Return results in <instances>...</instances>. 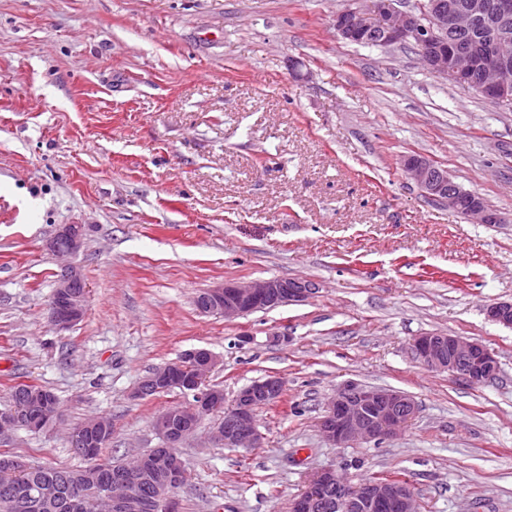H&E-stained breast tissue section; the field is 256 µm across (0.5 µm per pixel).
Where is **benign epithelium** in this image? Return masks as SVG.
Wrapping results in <instances>:
<instances>
[{"label": "benign epithelium", "instance_id": "benign-epithelium-1", "mask_svg": "<svg viewBox=\"0 0 512 512\" xmlns=\"http://www.w3.org/2000/svg\"><path fill=\"white\" fill-rule=\"evenodd\" d=\"M397 0H372L370 12L347 8L333 17V27L345 41L367 46L414 44L424 66L433 74L457 85L471 86L497 101L512 103V0H424L417 10L402 11ZM478 23L488 32L476 48L461 47L456 33L468 24ZM404 172L427 196L448 204V208L481 224H498L501 216L489 209L482 198L453 182L446 170L433 162L409 156ZM84 244V225L63 224L48 242L50 251L65 258L75 255ZM316 293L308 280L272 278L258 283L229 280L202 293L196 307L202 314H219L233 321L258 310L298 304ZM87 287L79 269L65 266L56 283L48 314L57 329L77 323L86 306ZM489 321L512 328V302H495L486 308ZM414 358L425 368L447 372L479 385L491 380L499 370L494 354L484 345L447 334H428L412 340ZM195 363L192 374L178 364L155 368L134 391V397L151 396L157 384L174 382L189 399L176 409L163 412L155 426L162 445L164 464L155 469L157 492L150 498L140 491L146 469L142 459L135 468L122 466L113 471L106 494L110 512H179L175 491L185 481L186 469L176 449L195 432V423L206 409L222 401L221 392L204 388L218 363L206 349L189 351ZM285 382L278 376L256 380L243 387L225 407L224 420L213 438L227 448H254L261 443L254 413L259 404H270L281 397ZM43 400L29 398L27 418L13 411L0 412V433L26 428L38 431L57 416L45 410ZM417 413L416 402L406 393L358 383L339 387L319 421L322 437L336 448L361 443H377L399 434ZM68 440L78 452L91 456L94 442H86L83 432L71 430ZM336 489V498L328 496ZM39 499L72 512L79 506L77 483L64 486L46 484ZM417 512L414 491L405 481H361L352 484L333 470H323L310 481L308 489L295 498L288 512Z\"/></svg>", "mask_w": 512, "mask_h": 512}]
</instances>
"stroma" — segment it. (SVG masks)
Returning <instances> with one entry per match:
<instances>
[{
  "instance_id": "stroma-1",
  "label": "stroma",
  "mask_w": 512,
  "mask_h": 512,
  "mask_svg": "<svg viewBox=\"0 0 512 512\" xmlns=\"http://www.w3.org/2000/svg\"><path fill=\"white\" fill-rule=\"evenodd\" d=\"M370 0H0V410L28 382L60 399L42 433L0 451L75 467L67 440L112 421L106 455L160 446L179 391L133 398L158 366L205 348L225 402L285 379L255 411L259 448L210 438L179 454L181 512H288L314 474L409 482L419 512H512V107L430 73L413 44L345 42L332 18ZM447 170L500 214L478 224L427 197L405 157ZM84 318L48 321L63 224ZM297 278L307 302L234 321L195 301L229 279ZM476 341L499 361L473 386L422 367L423 334ZM347 382L403 391L398 437L336 448L318 421ZM61 242H64V248H60ZM83 244L84 225L63 224L60 225L55 236L48 242V248L59 257L65 258L73 256L79 252L83 247Z\"/></svg>"
}]
</instances>
